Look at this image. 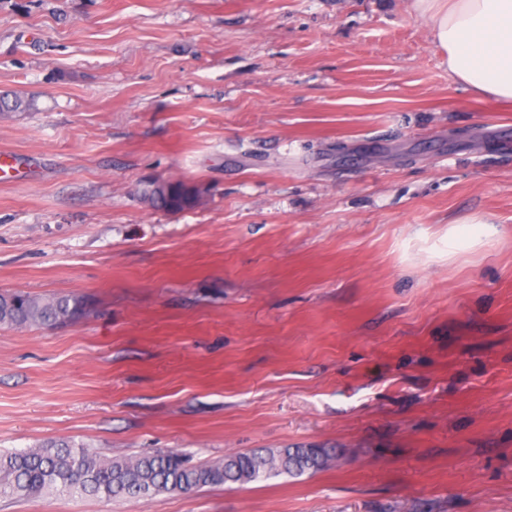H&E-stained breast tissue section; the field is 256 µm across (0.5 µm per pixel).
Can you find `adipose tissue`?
Here are the masks:
<instances>
[{"label":"adipose tissue","mask_w":512,"mask_h":512,"mask_svg":"<svg viewBox=\"0 0 512 512\" xmlns=\"http://www.w3.org/2000/svg\"><path fill=\"white\" fill-rule=\"evenodd\" d=\"M448 71L474 93L512 101V0H413Z\"/></svg>","instance_id":"adipose-tissue-1"}]
</instances>
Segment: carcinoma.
I'll use <instances>...</instances> for the list:
<instances>
[{"instance_id":"obj_1","label":"carcinoma","mask_w":512,"mask_h":512,"mask_svg":"<svg viewBox=\"0 0 512 512\" xmlns=\"http://www.w3.org/2000/svg\"><path fill=\"white\" fill-rule=\"evenodd\" d=\"M29 100L0 96V114L29 109ZM148 198L169 210L196 200V190L182 182L146 190ZM86 314L83 298L64 294L38 297L23 291L0 293V328H50ZM331 448L257 449L191 466L175 452L104 458L73 441L50 442L0 452V498H36L47 494L129 500L167 492L192 493L203 486H231L264 481L281 474L298 477L331 466Z\"/></svg>"}]
</instances>
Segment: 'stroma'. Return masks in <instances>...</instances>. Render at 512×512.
<instances>
[{
    "label": "stroma",
    "mask_w": 512,
    "mask_h": 512,
    "mask_svg": "<svg viewBox=\"0 0 512 512\" xmlns=\"http://www.w3.org/2000/svg\"><path fill=\"white\" fill-rule=\"evenodd\" d=\"M411 0H0V449L335 465L0 512H512V104ZM198 201L154 205L152 183ZM150 188L146 190L148 198L169 210H182L191 206L196 200V190L181 182L162 183L151 190ZM86 314L83 298L64 294L38 297L23 291L0 293V328H50Z\"/></svg>",
    "instance_id": "obj_1"
}]
</instances>
